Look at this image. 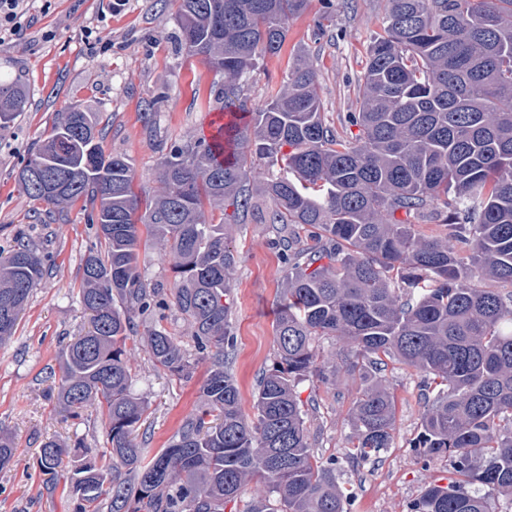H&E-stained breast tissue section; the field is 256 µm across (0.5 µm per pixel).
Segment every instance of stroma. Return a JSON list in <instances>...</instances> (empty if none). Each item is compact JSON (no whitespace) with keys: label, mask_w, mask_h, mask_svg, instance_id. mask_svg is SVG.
I'll return each instance as SVG.
<instances>
[{"label":"stroma","mask_w":512,"mask_h":512,"mask_svg":"<svg viewBox=\"0 0 512 512\" xmlns=\"http://www.w3.org/2000/svg\"><path fill=\"white\" fill-rule=\"evenodd\" d=\"M29 12L33 24L0 42V76L19 79L29 98L25 112L0 125V247L9 248L20 234L38 245L48 263L14 335L0 343V427L12 434L16 448L12 464L0 470V512H74L69 465L60 467L57 480L47 481L40 448L52 438L68 445L82 442L94 455L108 446L100 414L73 417L55 399L61 352L88 323L79 292L83 258L94 240L91 207L79 200L62 216L48 219L44 204L22 191L18 173L60 112L80 106L101 113L102 148L131 159L136 191H154L173 146L210 136L219 111L213 96L219 76L202 58L182 49L177 0H125L117 12L111 0H52L47 8L32 0ZM382 13V0H333L329 11L322 0H311L305 13L289 20L280 54L260 61L245 86L246 111L262 105L279 87L295 52L304 47L317 60L323 110L330 124L339 126L353 109L365 50L380 30ZM148 110L153 113L149 123L144 120ZM231 239L239 255L232 281V373L241 406L249 413L259 380L275 360L273 325L284 261L275 226L254 216L233 225ZM139 264L162 295L171 297V256L146 242L139 249ZM134 322L137 331L125 350L132 389L147 404L137 443L149 459L168 447L186 417L195 413L209 364L200 359L192 328L175 306L159 317L135 316ZM156 325L176 336L196 360L192 379L154 365L143 336ZM384 377L397 408L393 445L375 462L340 474L352 497L349 512H410L428 482L452 475L447 458L426 461L412 447L423 412L420 373L392 361ZM359 389L357 380L343 374L328 385L309 379L298 385L320 457L343 455L352 431L349 410Z\"/></svg>","instance_id":"1"}]
</instances>
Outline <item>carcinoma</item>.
<instances>
[{
    "label": "carcinoma",
    "instance_id": "carcinoma-1",
    "mask_svg": "<svg viewBox=\"0 0 512 512\" xmlns=\"http://www.w3.org/2000/svg\"><path fill=\"white\" fill-rule=\"evenodd\" d=\"M178 2L182 47L222 75L215 97L233 118L222 138L175 146L143 204L131 160L100 146L99 113L70 108L18 174L48 216L82 199L95 226L80 288L90 327L62 351L57 400L74 415L100 411L110 448L98 456L48 441L42 471L53 481L63 458H78L69 475L78 512H99L104 497L109 512H225L251 482L245 512H347L341 462L315 454L295 387L307 377L328 384L340 370L360 378L345 454L357 468L393 444L396 404L382 377L391 360L426 378L413 447L449 458L456 474L426 486L410 512H498L478 485L512 503V0H383L342 133L328 124L305 48L249 122L235 121L244 85L309 0ZM27 105L21 84L0 81V124ZM250 149L279 172L252 181ZM258 196L273 203L265 223L281 232L285 268L276 360L250 417L230 372L229 239L230 218ZM428 223L443 232L424 233ZM144 232L172 255L174 305L211 363L197 413L149 460L134 436L146 404L125 352L133 314L167 308L139 271ZM45 272L22 236L0 251V342ZM322 336L339 348L320 352ZM145 342L156 366L193 377L176 337L154 327ZM14 456L0 428V469Z\"/></svg>",
    "mask_w": 512,
    "mask_h": 512
}]
</instances>
